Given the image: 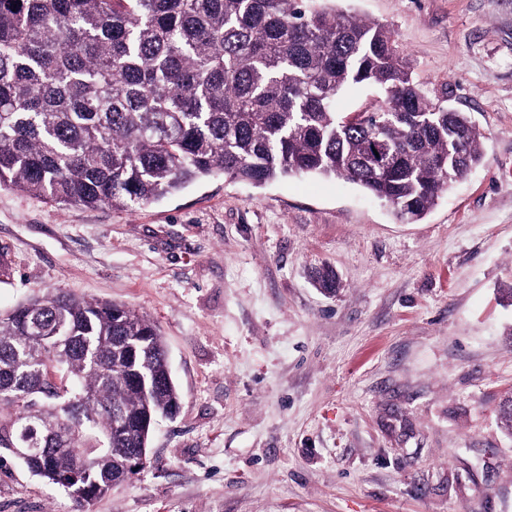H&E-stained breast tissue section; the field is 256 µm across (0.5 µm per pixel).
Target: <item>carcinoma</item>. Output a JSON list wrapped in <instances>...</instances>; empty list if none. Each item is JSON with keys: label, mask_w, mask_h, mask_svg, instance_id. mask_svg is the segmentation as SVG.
Segmentation results:
<instances>
[{"label": "carcinoma", "mask_w": 512, "mask_h": 512, "mask_svg": "<svg viewBox=\"0 0 512 512\" xmlns=\"http://www.w3.org/2000/svg\"><path fill=\"white\" fill-rule=\"evenodd\" d=\"M311 0H0V187L133 212L214 174L354 183L407 224L480 165L482 135L428 96L386 25ZM354 85L378 91L356 120ZM314 287H341L329 265ZM159 328L68 293L0 313V466L75 512L148 455L179 409Z\"/></svg>", "instance_id": "1"}]
</instances>
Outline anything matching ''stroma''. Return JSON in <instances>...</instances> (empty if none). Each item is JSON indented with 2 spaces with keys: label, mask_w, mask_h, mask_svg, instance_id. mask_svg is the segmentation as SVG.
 Here are the masks:
<instances>
[{
  "label": "stroma",
  "mask_w": 512,
  "mask_h": 512,
  "mask_svg": "<svg viewBox=\"0 0 512 512\" xmlns=\"http://www.w3.org/2000/svg\"><path fill=\"white\" fill-rule=\"evenodd\" d=\"M389 26L484 158L418 223L359 186L215 175L135 212L0 189V311L146 315L181 407L85 512H512V0H314ZM327 262L343 286L314 288ZM10 462L0 512H71Z\"/></svg>",
  "instance_id": "35a3bbf8"
}]
</instances>
